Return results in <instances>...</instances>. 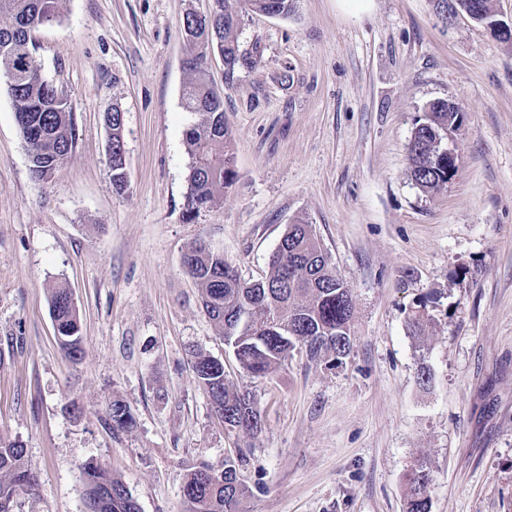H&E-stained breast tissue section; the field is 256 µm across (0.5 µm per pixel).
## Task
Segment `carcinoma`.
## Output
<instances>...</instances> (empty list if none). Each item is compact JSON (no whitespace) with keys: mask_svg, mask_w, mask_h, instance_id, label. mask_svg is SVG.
I'll use <instances>...</instances> for the list:
<instances>
[{"mask_svg":"<svg viewBox=\"0 0 512 512\" xmlns=\"http://www.w3.org/2000/svg\"><path fill=\"white\" fill-rule=\"evenodd\" d=\"M448 8L466 6L484 21H493L489 0H446ZM286 16L294 0H212V16L192 11L184 16L183 33L198 53L190 60V78L183 88L184 108L197 115L185 132L190 156L188 191L184 210L192 216L224 198L235 179L232 134L224 117V97L207 79L203 62L207 53L222 51L228 72L248 67L252 57L239 42L240 17L246 12L265 14L272 9ZM59 15V0H0V75L5 78L15 121L26 146L29 171L37 181H50L71 157L75 144L74 107L71 99L42 74L34 60L32 33ZM122 109L115 105L108 119L109 140L123 141ZM459 121L457 108L445 101L430 104L409 144L411 176L424 192L440 189L453 176L442 153L443 134ZM116 193L125 191L127 170L119 150L107 154ZM183 268L201 290L202 306L239 366L253 377H264L288 360L296 345L310 357L330 354L338 360L350 349L353 301L351 290L325 258V250L309 224H291L273 253L269 270L259 282L239 278L224 256L204 245L183 255ZM50 311L57 340L73 360L82 357L80 318L70 290H50ZM424 310H413L408 325L415 336L425 335ZM193 372L208 390L212 407L234 428L256 434L262 419L254 398L229 384L224 369L213 357L194 355ZM115 430L134 423L130 407L120 400L109 404ZM84 512H139L138 504L122 480L92 461L83 467ZM430 471L418 465L407 475L405 512H430ZM37 480L25 462L18 441L0 440V512H15L16 499L32 494ZM246 489L239 482L233 459L217 468L200 463L183 476L185 512H241Z\"/></svg>","mask_w":512,"mask_h":512,"instance_id":"obj_1","label":"carcinoma"}]
</instances>
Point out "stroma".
<instances>
[{"instance_id": "obj_1", "label": "stroma", "mask_w": 512, "mask_h": 512, "mask_svg": "<svg viewBox=\"0 0 512 512\" xmlns=\"http://www.w3.org/2000/svg\"><path fill=\"white\" fill-rule=\"evenodd\" d=\"M211 0H61L33 34L43 75L75 108L76 147L32 179L0 79V439L39 478L15 512H84L83 466L121 478L140 512H182L187 466L240 456L243 512H404L426 464L431 512H512V41L434 0H296L243 14L255 64L209 55L234 138L223 202L186 218L182 104L193 54L181 21ZM460 121L442 140L457 171L425 193L408 144L427 105ZM124 112L128 186L112 188L104 123ZM311 225L353 298L339 361L296 346L265 377L239 367L182 269L196 241L262 280L292 224ZM67 286L84 356L61 351L49 289ZM425 303V336L407 315ZM224 363L263 418L224 426L190 350ZM432 380L421 387L417 374ZM134 425L113 430L110 401Z\"/></svg>"}]
</instances>
